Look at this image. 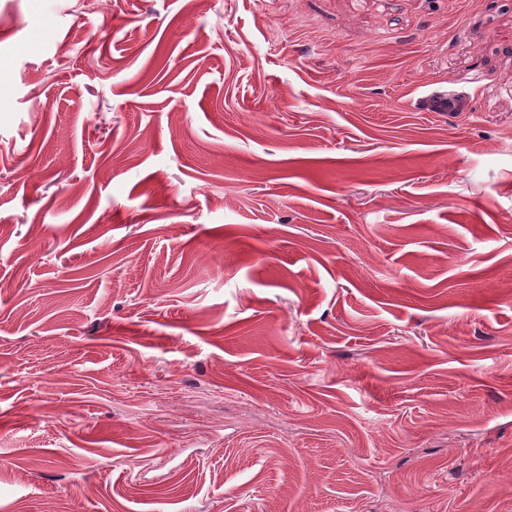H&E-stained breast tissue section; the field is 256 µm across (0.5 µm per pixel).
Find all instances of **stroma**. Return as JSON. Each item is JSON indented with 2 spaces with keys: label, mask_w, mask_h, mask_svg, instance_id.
<instances>
[{
  "label": "stroma",
  "mask_w": 512,
  "mask_h": 512,
  "mask_svg": "<svg viewBox=\"0 0 512 512\" xmlns=\"http://www.w3.org/2000/svg\"><path fill=\"white\" fill-rule=\"evenodd\" d=\"M508 471L512 0H0V512ZM460 93L431 91L421 96L417 104L427 112H452L459 105Z\"/></svg>",
  "instance_id": "obj_1"
}]
</instances>
